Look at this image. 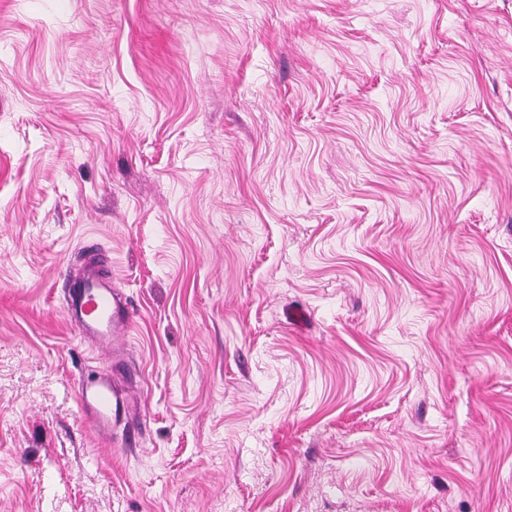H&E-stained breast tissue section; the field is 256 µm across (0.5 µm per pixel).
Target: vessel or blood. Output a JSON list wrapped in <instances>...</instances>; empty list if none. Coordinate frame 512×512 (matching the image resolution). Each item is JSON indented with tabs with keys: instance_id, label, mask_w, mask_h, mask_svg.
<instances>
[{
	"instance_id": "vessel-or-blood-1",
	"label": "vessel or blood",
	"mask_w": 512,
	"mask_h": 512,
	"mask_svg": "<svg viewBox=\"0 0 512 512\" xmlns=\"http://www.w3.org/2000/svg\"><path fill=\"white\" fill-rule=\"evenodd\" d=\"M78 282L68 314L75 321L80 336L109 344L125 335L131 320L130 306L114 291L98 264L86 265ZM77 394L96 433L111 438L113 416L131 407L123 394L121 381L109 374L82 379L78 382Z\"/></svg>"
}]
</instances>
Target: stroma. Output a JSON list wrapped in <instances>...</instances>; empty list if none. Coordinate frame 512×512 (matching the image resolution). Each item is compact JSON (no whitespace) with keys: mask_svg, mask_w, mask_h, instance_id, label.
Masks as SVG:
<instances>
[{"mask_svg":"<svg viewBox=\"0 0 512 512\" xmlns=\"http://www.w3.org/2000/svg\"><path fill=\"white\" fill-rule=\"evenodd\" d=\"M0 512H512V0H0ZM77 283L82 288L74 290L67 312L80 336L106 344L124 336L130 325V306L112 289L98 264L86 265ZM121 381L111 374L95 378L80 379L77 387L78 399L96 433L112 439V418L131 408L123 395Z\"/></svg>","mask_w":512,"mask_h":512,"instance_id":"35a3bbf8","label":"stroma"}]
</instances>
